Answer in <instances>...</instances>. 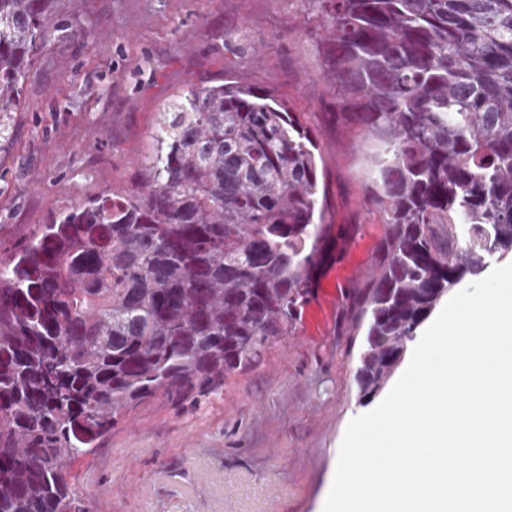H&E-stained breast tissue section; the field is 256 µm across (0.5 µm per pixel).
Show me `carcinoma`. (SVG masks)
Returning <instances> with one entry per match:
<instances>
[{
	"label": "carcinoma",
	"instance_id": "carcinoma-1",
	"mask_svg": "<svg viewBox=\"0 0 512 512\" xmlns=\"http://www.w3.org/2000/svg\"><path fill=\"white\" fill-rule=\"evenodd\" d=\"M342 112L377 146L383 260L355 301L361 397L490 253L512 250V0H304ZM58 0H0V138ZM133 191L0 264V512H89L71 465L162 393L208 396L293 335L342 229L316 138L273 93L191 87Z\"/></svg>",
	"mask_w": 512,
	"mask_h": 512
}]
</instances>
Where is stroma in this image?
Masks as SVG:
<instances>
[{
  "label": "stroma",
  "instance_id": "1",
  "mask_svg": "<svg viewBox=\"0 0 512 512\" xmlns=\"http://www.w3.org/2000/svg\"><path fill=\"white\" fill-rule=\"evenodd\" d=\"M0 150V260L42 224L107 189L138 186L167 104L228 80L272 91L311 128L326 221L343 228L294 336L222 392L159 395L130 410L72 470L91 512H323L349 422L373 410L354 381L351 308L382 255L364 198L371 141L329 88L302 0H58Z\"/></svg>",
  "mask_w": 512,
  "mask_h": 512
}]
</instances>
